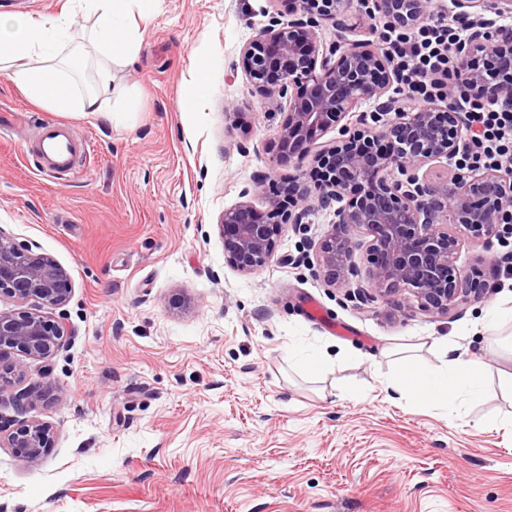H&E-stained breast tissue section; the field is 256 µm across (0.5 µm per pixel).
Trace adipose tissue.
<instances>
[{"instance_id":"ef3b65f1","label":"adipose tissue","mask_w":512,"mask_h":512,"mask_svg":"<svg viewBox=\"0 0 512 512\" xmlns=\"http://www.w3.org/2000/svg\"><path fill=\"white\" fill-rule=\"evenodd\" d=\"M95 16L91 43L104 56L93 86L78 88L74 79L56 67L58 47L71 29L69 12L38 19L0 15V65L11 69L23 93L36 105L68 115L106 114L110 89L109 62L130 58L138 41L133 10H145L151 0H77ZM481 361L454 355L442 366L429 368L406 359L398 375L388 379L389 389L409 395L415 402L453 406L478 399L483 388Z\"/></svg>"}]
</instances>
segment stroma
<instances>
[{"label":"stroma","instance_id":"1","mask_svg":"<svg viewBox=\"0 0 512 512\" xmlns=\"http://www.w3.org/2000/svg\"><path fill=\"white\" fill-rule=\"evenodd\" d=\"M275 18L288 19L279 0H153L135 59L112 65L113 123L39 107L0 70V114L21 135L63 120L90 150L77 177L52 179L0 133V231L72 288L61 306L0 291V311L71 329L41 358L0 352L23 367L0 380V434L50 428L38 462L0 447V512H512V349L489 351L512 336V271L446 316L406 291L360 302L319 271L334 215L314 199L266 268L224 261V212L257 174L308 181L309 161L273 155L283 112L237 68ZM93 22L76 14L58 54L80 85ZM200 60L213 90L186 112ZM453 233L465 274L512 252V237ZM404 348L432 368L449 349L483 360L481 398L444 409L387 390ZM39 385L49 400L16 405Z\"/></svg>","mask_w":512,"mask_h":512}]
</instances>
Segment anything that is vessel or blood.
I'll use <instances>...</instances> for the list:
<instances>
[{
  "label": "vessel or blood",
  "instance_id": "obj_1",
  "mask_svg": "<svg viewBox=\"0 0 512 512\" xmlns=\"http://www.w3.org/2000/svg\"><path fill=\"white\" fill-rule=\"evenodd\" d=\"M24 152L38 171L49 177L77 174L86 158V142L63 122H48L34 138L25 142Z\"/></svg>",
  "mask_w": 512,
  "mask_h": 512
}]
</instances>
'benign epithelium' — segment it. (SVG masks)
<instances>
[{
    "mask_svg": "<svg viewBox=\"0 0 512 512\" xmlns=\"http://www.w3.org/2000/svg\"><path fill=\"white\" fill-rule=\"evenodd\" d=\"M461 16L487 8L488 0H452ZM351 0H288L284 24L272 21L242 50L240 65L248 82L269 105L287 100L278 132L280 152L311 158L313 188L261 179L258 193L269 208L246 200L224 211V261L242 274L264 269L275 257L286 224H301L311 192L326 207L336 203V221L317 248V264L332 286L349 287L359 276L352 260L357 233L368 244L367 285L353 296L391 299L402 290L417 308L446 315L486 289L480 272L464 275L456 265L459 240L448 225L463 227L485 244L498 226L512 224V167H492L478 160L454 177L455 189L423 170L428 162L474 152L467 113L453 101L462 90L489 102H512V30L477 34L455 51L465 87L449 86L433 103H417L389 91L395 74L385 53L354 38L346 22ZM433 0H361L369 17L415 26ZM333 20L336 39L326 44L320 21ZM374 100L375 112L360 111ZM339 127L341 137L323 142ZM0 289L24 301L36 297L50 305L67 302L68 275L53 259L22 248L0 230ZM69 335L64 322H49L29 313L0 312V350L16 349L43 357ZM48 426L31 422L7 438V447L31 463L46 447Z\"/></svg>",
    "mask_w": 512,
    "mask_h": 512,
    "instance_id": "obj_1",
    "label": "benign epithelium"
}]
</instances>
